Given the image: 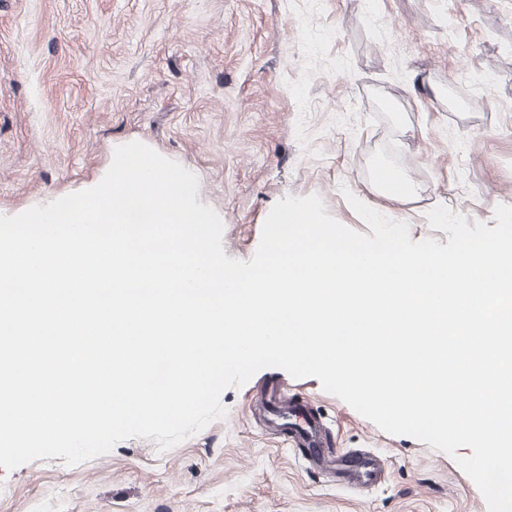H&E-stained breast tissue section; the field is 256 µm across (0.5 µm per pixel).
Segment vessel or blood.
Masks as SVG:
<instances>
[{"instance_id":"1","label":"vessel or blood","mask_w":512,"mask_h":512,"mask_svg":"<svg viewBox=\"0 0 512 512\" xmlns=\"http://www.w3.org/2000/svg\"><path fill=\"white\" fill-rule=\"evenodd\" d=\"M259 399L264 403L278 404L281 417L278 428L283 437L288 438L294 447L308 449L311 459L335 471L339 484L356 481L372 485L380 480V460L367 455L352 457L342 449L328 447L319 417L307 403L290 395L282 384L261 387Z\"/></svg>"}]
</instances>
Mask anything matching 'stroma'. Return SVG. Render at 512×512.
Instances as JSON below:
<instances>
[{"mask_svg": "<svg viewBox=\"0 0 512 512\" xmlns=\"http://www.w3.org/2000/svg\"><path fill=\"white\" fill-rule=\"evenodd\" d=\"M140 140L192 170L224 217L227 257L250 260L279 199L373 198L378 164L417 201L384 207L412 241L447 244L443 205L488 227L512 205V0H0V210L74 193ZM276 379L334 447L383 462L343 487L289 451L251 408ZM172 448L130 438L67 465L0 468V512H487L455 458L390 435L318 379L269 367Z\"/></svg>", "mask_w": 512, "mask_h": 512, "instance_id": "stroma-1", "label": "stroma"}]
</instances>
